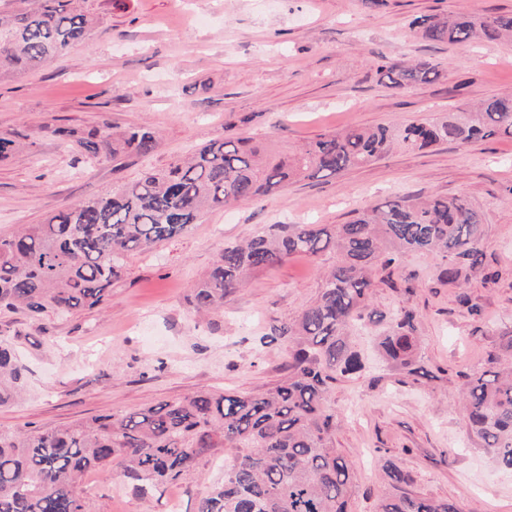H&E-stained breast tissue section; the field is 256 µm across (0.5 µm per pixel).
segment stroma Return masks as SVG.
<instances>
[{
  "instance_id": "obj_1",
  "label": "stroma",
  "mask_w": 512,
  "mask_h": 512,
  "mask_svg": "<svg viewBox=\"0 0 512 512\" xmlns=\"http://www.w3.org/2000/svg\"><path fill=\"white\" fill-rule=\"evenodd\" d=\"M102 26L61 60L0 76V130L19 149L0 161V232L41 223L64 205L169 167L189 152L245 137L281 152L347 127L444 120L512 93V42L434 44L408 26L420 14L512 12V0H89ZM433 61L442 79L390 88L379 60ZM158 131L143 158L98 162L50 125L83 131ZM460 196L484 227L483 270L460 282L481 307L464 313L435 255L409 256L377 281L373 307L415 309L419 381L376 354V328L357 332L364 370L337 381L335 446L358 488L350 512H376L385 461L409 476L408 492L448 499L461 512H512V473L496 470L467 431L459 391L486 368L500 332L512 329V138L390 150L334 178L288 185L255 201L206 212L184 235L131 256L107 307L66 318L0 313V339L17 348L27 391L0 404V429L65 426L119 416L201 391H257L284 378L287 345H260L273 324L295 319L316 296L332 254L293 255L258 272L200 319L190 291L225 246L272 224H344L397 195ZM221 475L202 461L143 501L117 474H88V512H196Z\"/></svg>"
}]
</instances>
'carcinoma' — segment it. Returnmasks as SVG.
I'll return each mask as SVG.
<instances>
[{"mask_svg": "<svg viewBox=\"0 0 512 512\" xmlns=\"http://www.w3.org/2000/svg\"><path fill=\"white\" fill-rule=\"evenodd\" d=\"M87 0H37L14 16L0 14V75L51 63L88 39L100 18ZM409 27L430 42L471 45L512 37V13L444 19L421 14ZM377 72L405 90L441 77L439 66L418 60L382 61ZM512 136V95L485 100L442 121L349 127L322 134L291 153L227 137L188 158L106 193L48 214L41 224L0 234V311L65 316L101 308L123 280L130 255L181 236L201 214L266 196L293 182L336 177L366 165L392 146L423 150ZM157 133L103 123L77 139L81 152L100 162L146 156ZM19 147L0 131V160ZM483 228L463 197H400L357 213L347 224H273L250 240L229 245L192 288L198 315L224 310V301L252 275L294 254H334L321 288L291 322L271 329L288 342V376L258 393L199 392L115 417L26 431L0 429V512H87L88 472L119 470L143 500L179 482L204 459L224 454V478L198 501L197 512H347L357 480L333 445V385L364 364L351 342L359 321L385 324L378 347L409 377L429 373L416 356L417 313L389 316L371 305L374 270L393 273L410 254L446 261L442 278L460 286L464 270L482 265ZM488 368L462 388L468 431L496 468L512 472V330L498 336ZM24 390L15 350L0 343V403ZM390 491L378 512H459L446 499L404 491L408 475L384 466Z\"/></svg>", "mask_w": 512, "mask_h": 512, "instance_id": "cac0c4a2", "label": "carcinoma"}]
</instances>
